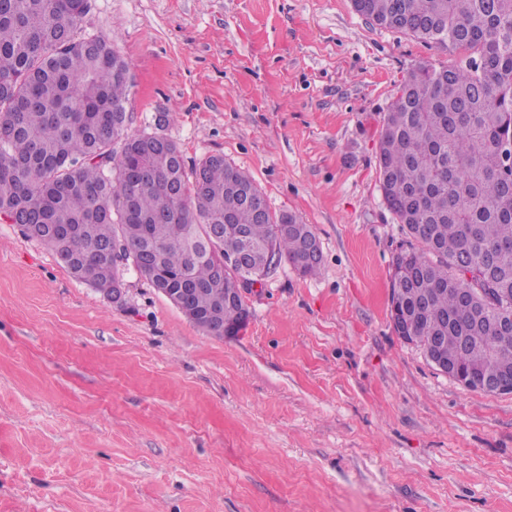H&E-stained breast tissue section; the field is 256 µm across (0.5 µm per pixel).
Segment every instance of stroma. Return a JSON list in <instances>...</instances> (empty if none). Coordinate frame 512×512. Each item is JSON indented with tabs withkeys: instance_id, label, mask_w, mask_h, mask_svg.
Segmentation results:
<instances>
[{
	"instance_id": "stroma-1",
	"label": "stroma",
	"mask_w": 512,
	"mask_h": 512,
	"mask_svg": "<svg viewBox=\"0 0 512 512\" xmlns=\"http://www.w3.org/2000/svg\"><path fill=\"white\" fill-rule=\"evenodd\" d=\"M128 63L132 132L223 155L315 232L236 334L135 270L117 305L0 217V512H512V396L400 340L405 242L377 144L403 77L461 58L351 0H90Z\"/></svg>"
}]
</instances>
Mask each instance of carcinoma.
<instances>
[{
	"instance_id": "1",
	"label": "carcinoma",
	"mask_w": 512,
	"mask_h": 512,
	"mask_svg": "<svg viewBox=\"0 0 512 512\" xmlns=\"http://www.w3.org/2000/svg\"><path fill=\"white\" fill-rule=\"evenodd\" d=\"M376 25L467 52L453 67L405 77L378 143L380 189L406 244L393 258L391 302L412 316L416 345L435 336L461 369L482 344L512 378V180L500 150L512 142V0H352ZM82 0H0V212L45 244L77 280L100 292L130 267L154 288H196L192 306L224 302L240 327L244 300L224 290L272 269L265 251L303 277L311 230L265 200L247 174L215 154L186 168L176 142L127 131V63L101 38L86 43ZM224 225V237H211ZM244 232L249 264L226 266ZM121 245L112 259V243ZM151 265L141 262L148 245ZM488 272L497 302L461 268Z\"/></svg>"
}]
</instances>
